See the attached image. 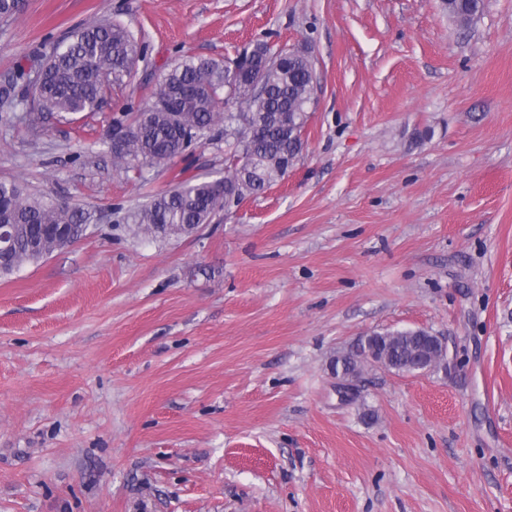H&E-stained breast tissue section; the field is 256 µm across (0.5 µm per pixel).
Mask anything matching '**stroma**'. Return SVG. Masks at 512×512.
<instances>
[{"label":"stroma","mask_w":512,"mask_h":512,"mask_svg":"<svg viewBox=\"0 0 512 512\" xmlns=\"http://www.w3.org/2000/svg\"><path fill=\"white\" fill-rule=\"evenodd\" d=\"M23 0L0 84L94 20L144 48L100 111L0 106V180L84 235L0 277V512H512V0ZM306 44L284 179L188 236L132 221L224 174V128L123 170L112 123L169 64ZM425 328L450 370L330 365ZM448 13L462 26H468L482 10L483 0H446Z\"/></svg>","instance_id":"1"}]
</instances>
